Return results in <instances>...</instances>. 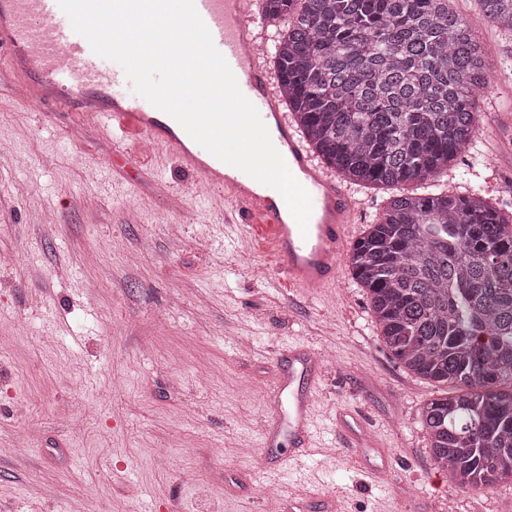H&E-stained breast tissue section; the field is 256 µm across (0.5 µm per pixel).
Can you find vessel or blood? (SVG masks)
<instances>
[{
	"mask_svg": "<svg viewBox=\"0 0 512 512\" xmlns=\"http://www.w3.org/2000/svg\"><path fill=\"white\" fill-rule=\"evenodd\" d=\"M242 3L195 0V7L274 146L287 155L290 173L310 195L311 213L303 228L287 203H276L275 188L215 158L144 98L115 93L124 71L106 69L103 58L73 30L58 0H0V53L18 77L23 101L38 106L43 117L70 112L76 121L113 134L115 149L132 139L178 158L195 174L198 186L223 194L224 223L265 240L282 283L313 295L336 282L337 260L351 240L357 201L340 178L315 163L293 133L278 81L261 50L265 39Z\"/></svg>",
	"mask_w": 512,
	"mask_h": 512,
	"instance_id": "vessel-or-blood-1",
	"label": "vessel or blood"
}]
</instances>
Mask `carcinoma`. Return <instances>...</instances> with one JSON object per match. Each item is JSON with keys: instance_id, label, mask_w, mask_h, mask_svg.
Listing matches in <instances>:
<instances>
[{"instance_id": "1", "label": "carcinoma", "mask_w": 512, "mask_h": 512, "mask_svg": "<svg viewBox=\"0 0 512 512\" xmlns=\"http://www.w3.org/2000/svg\"><path fill=\"white\" fill-rule=\"evenodd\" d=\"M449 0H263L281 96L344 181L421 187L390 198L348 267L381 341L414 374L454 387L425 403L434 463L475 491L512 480V219L474 180L437 176L473 149L487 68ZM512 36V0H478Z\"/></svg>"}]
</instances>
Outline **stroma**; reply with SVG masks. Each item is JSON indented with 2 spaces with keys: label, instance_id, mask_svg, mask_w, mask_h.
Returning a JSON list of instances; mask_svg holds the SVG:
<instances>
[{
  "label": "stroma",
  "instance_id": "obj_1",
  "mask_svg": "<svg viewBox=\"0 0 512 512\" xmlns=\"http://www.w3.org/2000/svg\"><path fill=\"white\" fill-rule=\"evenodd\" d=\"M492 92L512 99V37L475 0ZM0 60V512H499L512 482L454 485L420 410L443 384L399 367L363 288L340 268L320 295L278 280L266 246L218 224V203L166 156L117 154L64 112L49 124ZM329 352L304 455L269 442L288 359ZM369 447L335 453L337 413Z\"/></svg>",
  "mask_w": 512,
  "mask_h": 512
}]
</instances>
